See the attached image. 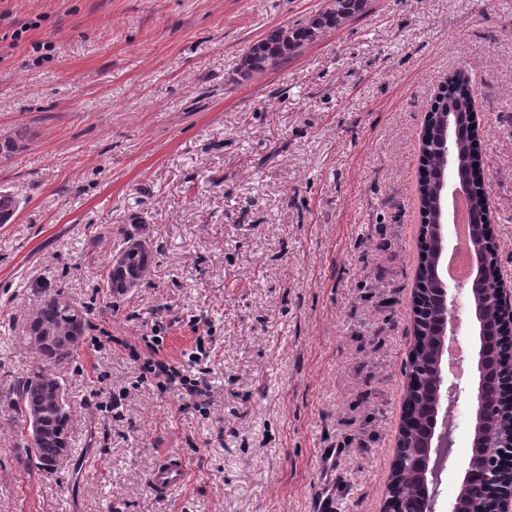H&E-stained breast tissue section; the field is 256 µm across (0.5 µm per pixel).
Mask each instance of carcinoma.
Masks as SVG:
<instances>
[{
	"instance_id": "1",
	"label": "carcinoma",
	"mask_w": 512,
	"mask_h": 512,
	"mask_svg": "<svg viewBox=\"0 0 512 512\" xmlns=\"http://www.w3.org/2000/svg\"><path fill=\"white\" fill-rule=\"evenodd\" d=\"M367 0H332L331 6L304 24L277 27L253 43L242 60L244 76L260 74L281 62H285L313 43L324 31L338 29L362 13ZM474 90L469 82L461 77L448 81L446 88L439 92L431 112L435 114V125L422 140V166L425 175L420 184V206L422 221L430 219L431 197L436 181V172L443 165V157L434 148V137L438 133L445 114L452 112L469 115L472 111ZM473 130L465 128L460 152L469 165L467 194L477 203L474 210V223H487L484 207L489 205V192L485 184L475 182L474 165L481 164L472 149ZM27 132L17 130L0 139V156L6 158L23 145ZM20 200L8 191H0V224H8L20 209ZM153 246L146 228L134 224L123 231L122 238L103 279V288L112 298L123 297L127 292L124 284L134 281L143 284L150 279L153 271ZM74 301L58 291L43 288L37 293L38 327L50 340L42 347L33 349L37 365L12 387L7 399L8 408L24 418L28 437L24 444L31 449L30 457L40 470L50 473L70 452L69 428L72 419L71 405L61 408L55 401V392L63 379L57 374L60 366L73 360L76 348L66 345L67 333L71 326V314ZM429 376V362L424 353L410 356L408 377ZM401 492L405 512H420L416 498V484L409 478L403 480Z\"/></svg>"
}]
</instances>
